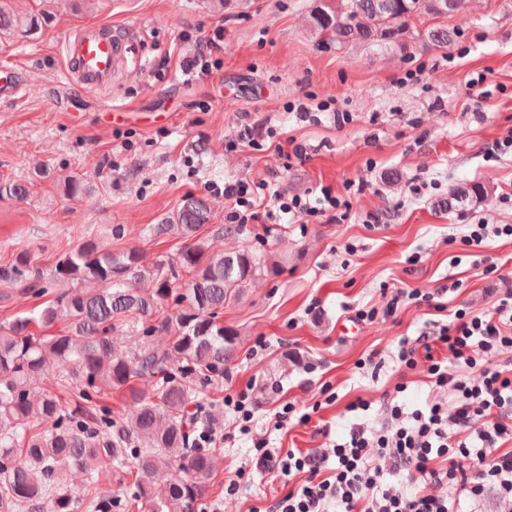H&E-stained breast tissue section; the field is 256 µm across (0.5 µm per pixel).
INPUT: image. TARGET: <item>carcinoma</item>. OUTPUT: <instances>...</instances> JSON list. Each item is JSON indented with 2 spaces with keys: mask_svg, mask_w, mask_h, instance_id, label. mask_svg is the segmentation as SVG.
<instances>
[{
  "mask_svg": "<svg viewBox=\"0 0 512 512\" xmlns=\"http://www.w3.org/2000/svg\"><path fill=\"white\" fill-rule=\"evenodd\" d=\"M465 0H321L311 11V27L338 45L404 44L413 24L425 25L420 37L441 50L455 40L444 19ZM51 21L45 12L28 17L0 6V32H36ZM485 186L475 183L441 199L451 211L468 198L480 199ZM22 201L29 185L0 183V196ZM211 220L207 203L188 198L157 232L184 240L171 259L146 263L136 249L112 252L87 240L60 260L52 278L19 251L0 266V284L27 297L46 294L58 281L71 288L36 313H18L0 329V512H112L118 500L112 486L136 477L132 499L139 512H200L215 469L212 449L201 436L212 431L211 416L198 411L206 389L224 375L237 350V333L224 327V305L238 301L258 275L275 276L280 262L269 263L252 246L234 252L213 250L200 233ZM191 274L184 281L180 271ZM147 280L152 288L136 287ZM96 288L85 292L82 283ZM64 321L67 331L36 335ZM126 325L142 326L129 354L115 348L110 333ZM163 333L164 348L150 342ZM75 376L73 404L64 406L38 382L49 372ZM136 380L152 383L147 395ZM125 392L127 410L92 407L103 390ZM160 468L172 471L160 490L152 483ZM83 475L79 487L72 472Z\"/></svg>",
  "mask_w": 512,
  "mask_h": 512,
  "instance_id": "carcinoma-1",
  "label": "carcinoma"
}]
</instances>
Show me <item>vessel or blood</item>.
<instances>
[{"label": "vessel or blood", "instance_id": "b4317fda", "mask_svg": "<svg viewBox=\"0 0 512 512\" xmlns=\"http://www.w3.org/2000/svg\"><path fill=\"white\" fill-rule=\"evenodd\" d=\"M134 52L132 44L113 39L103 26L78 33L64 43L67 70L90 89L111 85L119 61Z\"/></svg>", "mask_w": 512, "mask_h": 512}]
</instances>
